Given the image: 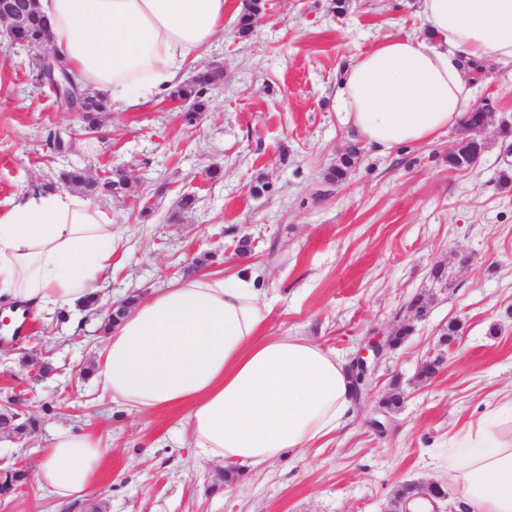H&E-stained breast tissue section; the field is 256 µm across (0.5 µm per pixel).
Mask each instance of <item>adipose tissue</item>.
<instances>
[{
  "instance_id": "1",
  "label": "adipose tissue",
  "mask_w": 512,
  "mask_h": 512,
  "mask_svg": "<svg viewBox=\"0 0 512 512\" xmlns=\"http://www.w3.org/2000/svg\"><path fill=\"white\" fill-rule=\"evenodd\" d=\"M52 47L115 108L165 95L224 32L226 0H37ZM424 34L386 38L344 68L348 122L388 152L432 141L472 96L468 59L512 64V0H419ZM112 213L81 195L36 189L0 204V296L38 310L74 308L112 270ZM271 308L247 266L208 270L137 301L109 330L93 381L131 411L186 410L183 436L226 465L259 468L336 431L349 372L298 336L265 337ZM106 448L62 431L39 483L64 501L94 481ZM448 481L461 512H512V397L450 439Z\"/></svg>"
}]
</instances>
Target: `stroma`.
<instances>
[{
	"label": "stroma",
	"mask_w": 512,
	"mask_h": 512,
	"mask_svg": "<svg viewBox=\"0 0 512 512\" xmlns=\"http://www.w3.org/2000/svg\"><path fill=\"white\" fill-rule=\"evenodd\" d=\"M243 3L227 0L223 36L186 71L224 70L200 121L185 123V103L165 96L102 115V139H73L63 157L46 153L44 133L78 128L79 115L32 88L34 54L0 36V203L66 163L130 176L124 195L98 199L116 233L98 310L33 312L23 335H0V400L39 421L23 440L0 437V469L29 475L0 512H387L402 483H446L449 436L512 391V133L502 131L512 126V64L485 60L471 82V105L490 110L473 167L448 164L468 135L462 125L382 153L360 144L336 93L355 54L421 34L418 0H349L341 15L333 0H263L246 39ZM355 144L346 180L326 183ZM215 166L218 181L208 177ZM259 180L268 191L256 196ZM185 194L193 210L180 209ZM244 260L272 305L265 335L303 337L348 366L373 333L410 332L336 432L304 453L229 471L179 442L183 410L131 412L83 371L108 339L110 304ZM436 358V375L421 378ZM396 390L400 406L385 407ZM67 429L95 431L110 449L87 493L61 506L35 473Z\"/></svg>",
	"instance_id": "obj_1"
}]
</instances>
